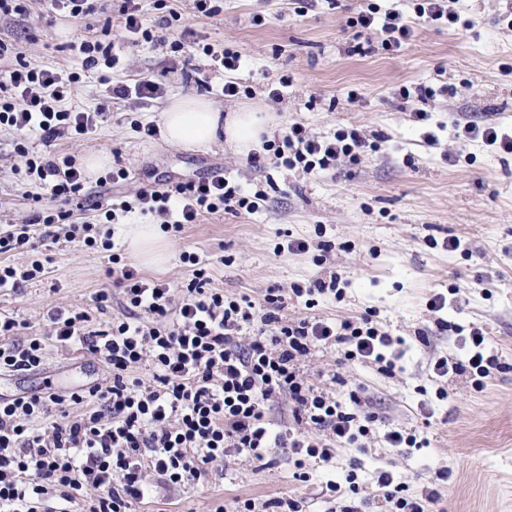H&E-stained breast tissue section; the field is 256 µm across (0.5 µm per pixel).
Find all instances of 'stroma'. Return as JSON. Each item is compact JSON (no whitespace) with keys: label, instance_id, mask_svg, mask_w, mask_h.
Here are the masks:
<instances>
[{"label":"stroma","instance_id":"1","mask_svg":"<svg viewBox=\"0 0 512 512\" xmlns=\"http://www.w3.org/2000/svg\"><path fill=\"white\" fill-rule=\"evenodd\" d=\"M371 1L413 13L412 0H317L301 15L295 0H213L216 13L205 18L194 14L190 0H141L148 24L161 25L173 9L204 43L218 50L239 46L246 65L237 78L249 87V98L221 102L224 76L204 55L124 40L114 49L119 62L108 71L109 83L144 77L160 85L161 96L113 101L82 142L55 143L56 155L106 153L113 169L126 170V179L114 185L89 179L93 197L105 203L142 186L216 172L248 193H265L253 212L221 211L180 234L166 232L167 262L138 264L143 275L180 287L192 277L191 265L179 259L187 250L204 261L211 287L260 304L270 289L306 286L335 273L343 282L342 301L322 298L309 310L303 299L288 297L285 315L343 320L370 310L389 333L405 339L392 375L373 364L337 366L328 351L303 364L307 378L334 389L341 402L356 389L377 412L367 453L334 448L329 465L310 464L306 482L292 477L291 449H274L266 466L230 456L206 484L157 491L137 512H213L220 504L232 512L239 500L260 507L288 495L305 512H327L322 486L351 467L362 512H377L374 478L388 467L413 494L437 491L431 512H512V153L463 137L460 129L467 121L512 128V0H452L470 27L419 21L400 51L384 50L373 35L357 53L348 20ZM118 21L113 10L53 21L36 2L29 15L0 21V38L19 41L32 64L80 73L73 100L91 111L107 100L109 83L101 82L100 70L83 69L77 47ZM424 85L434 96H414ZM273 88L279 97H270ZM193 94L214 101L222 113L252 103L273 113L280 127L297 122L319 137L355 130L379 138V148L356 162L303 173L271 158L251 162L226 145L197 151L133 130L132 120L160 122L172 98ZM418 111L429 113L426 123L415 121ZM20 139L0 130V213L11 218L32 216L52 202L47 186L11 171ZM21 140L32 151L43 149L38 137ZM450 148L451 161L444 157ZM451 237L466 241L468 251L448 250ZM292 239L306 242L307 251L289 250ZM46 253L43 273L22 292L0 291V315L26 323V335L45 333L44 316L61 304L88 312L93 331L123 312L120 294L101 309L94 302L96 292L111 285L103 253L64 241ZM438 295L445 306L437 311L430 302ZM474 326L483 328L487 351L503 371L479 386L468 373L437 376L439 358L465 359L463 332ZM335 373L344 385H332ZM109 379L107 366L90 354L53 352L43 370L0 373V400L48 386L65 393ZM394 427L426 438L427 447H386L384 435Z\"/></svg>","mask_w":512,"mask_h":512}]
</instances>
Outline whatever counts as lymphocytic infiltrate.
Listing matches in <instances>:
<instances>
[{"label": "lymphocytic infiltrate", "instance_id": "1", "mask_svg": "<svg viewBox=\"0 0 512 512\" xmlns=\"http://www.w3.org/2000/svg\"><path fill=\"white\" fill-rule=\"evenodd\" d=\"M118 12L121 38L180 48V41H168L148 26L139 0H121ZM353 26L380 30L383 48L392 52L414 33L411 20L396 9L367 8ZM9 53L14 63L0 69V126L38 134L44 146L33 154L17 145L12 171L49 183L52 196L65 201L88 196L86 178L73 158L58 160L45 150L63 137L82 138L108 111V103L92 112L68 106L78 73L31 65L0 39V59ZM366 147L357 133L322 139L298 123L288 126L282 140L263 145L277 164L305 171L336 167ZM257 206V196L213 176L143 187L133 199L106 206L98 202L94 208L110 224L118 215L137 213L180 230L207 214L250 213ZM70 217V211L47 208L35 218L9 223L0 232V253L36 251V223L43 226L44 238L100 248L108 254V276L126 297L127 313L91 331L87 312L57 307L48 314L47 335L22 340L17 320L0 318V372L40 369L53 349L88 351L111 372L104 385L66 394L48 388L0 402V512H134L158 489L199 484L231 455L262 461L273 449L289 445L295 454L293 477L306 482V459L330 461L333 445L366 451L375 413L355 394L350 406H343L333 392L311 383L301 365L316 351L328 350L341 361L371 363L394 373L397 358L389 349L396 339L374 312L355 321L291 320L281 315V296L266 297L260 309L247 298L210 287L199 256L187 251L180 258L193 265V276L178 292L122 264L111 236L97 238L92 222L60 236L56 225ZM257 319L263 330L243 337L244 328ZM469 339L467 361L438 359L437 375L467 371L486 379L500 370L498 358L485 352L483 329L472 327ZM142 366L149 368V378L135 376ZM282 396L291 411L285 432L274 430L268 417L270 402ZM377 488L382 512H426L436 497L432 490L413 495L389 470L379 473Z\"/></svg>", "mask_w": 512, "mask_h": 512}]
</instances>
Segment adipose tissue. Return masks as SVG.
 <instances>
[{"instance_id": "obj_1", "label": "adipose tissue", "mask_w": 512, "mask_h": 512, "mask_svg": "<svg viewBox=\"0 0 512 512\" xmlns=\"http://www.w3.org/2000/svg\"><path fill=\"white\" fill-rule=\"evenodd\" d=\"M161 121L164 138L171 145L206 148L222 136L241 154L256 149L278 125L275 115L247 108L221 116L201 95L172 99ZM123 239L129 252L147 264L160 266L168 258V245L157 225H127Z\"/></svg>"}]
</instances>
